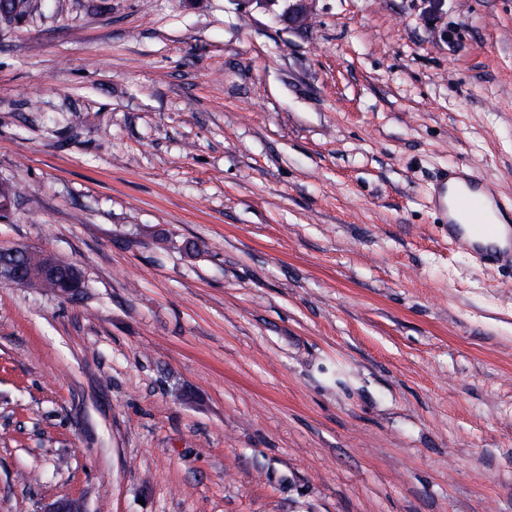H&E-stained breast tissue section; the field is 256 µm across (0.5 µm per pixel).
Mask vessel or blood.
Masks as SVG:
<instances>
[{"label":"vessel or blood","instance_id":"vessel-or-blood-1","mask_svg":"<svg viewBox=\"0 0 512 512\" xmlns=\"http://www.w3.org/2000/svg\"><path fill=\"white\" fill-rule=\"evenodd\" d=\"M459 183L450 208L444 209L442 229L452 245L469 251L486 265L512 259V225L499 224L488 214L501 201L493 188L480 185L475 175L463 168L451 170Z\"/></svg>","mask_w":512,"mask_h":512}]
</instances>
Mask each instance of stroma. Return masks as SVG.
I'll list each match as a JSON object with an SVG mask.
<instances>
[{"label": "stroma", "instance_id": "1", "mask_svg": "<svg viewBox=\"0 0 512 512\" xmlns=\"http://www.w3.org/2000/svg\"><path fill=\"white\" fill-rule=\"evenodd\" d=\"M287 6L0 20V249L87 282L0 284V512H512V266L431 203L512 201V0ZM459 188L451 200V207L442 198L448 190V177L435 192L439 207L443 208V232L452 245L470 251L484 265H494L512 259V225L498 224L488 214L489 204L503 216L507 208L493 188L480 185L475 175L464 168L449 172ZM462 221L464 224H459Z\"/></svg>", "mask_w": 512, "mask_h": 512}]
</instances>
